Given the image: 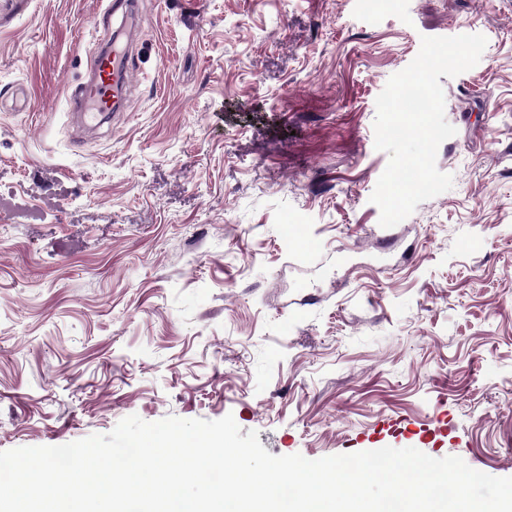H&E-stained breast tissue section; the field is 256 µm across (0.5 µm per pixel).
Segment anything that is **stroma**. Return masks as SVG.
<instances>
[{"label": "stroma", "mask_w": 512, "mask_h": 512, "mask_svg": "<svg viewBox=\"0 0 512 512\" xmlns=\"http://www.w3.org/2000/svg\"><path fill=\"white\" fill-rule=\"evenodd\" d=\"M112 127L67 92L98 0H0V451L233 415L274 455L512 477V0H134ZM450 190L381 228L376 98L425 36Z\"/></svg>", "instance_id": "obj_1"}]
</instances>
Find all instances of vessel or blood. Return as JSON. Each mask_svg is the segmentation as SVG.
Masks as SVG:
<instances>
[{"label":"vessel or blood","mask_w":512,"mask_h":512,"mask_svg":"<svg viewBox=\"0 0 512 512\" xmlns=\"http://www.w3.org/2000/svg\"><path fill=\"white\" fill-rule=\"evenodd\" d=\"M131 58L130 45L125 40L113 43L111 52H98L93 59L91 77L78 85L68 100L70 110L122 111L127 99Z\"/></svg>","instance_id":"obj_1"}]
</instances>
